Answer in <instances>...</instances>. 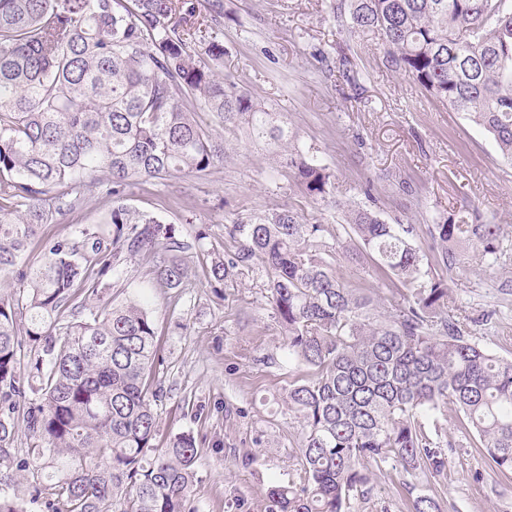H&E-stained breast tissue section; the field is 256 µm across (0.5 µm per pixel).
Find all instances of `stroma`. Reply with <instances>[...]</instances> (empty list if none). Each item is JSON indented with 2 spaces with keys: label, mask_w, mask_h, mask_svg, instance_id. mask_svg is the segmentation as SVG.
Listing matches in <instances>:
<instances>
[{
  "label": "stroma",
  "mask_w": 512,
  "mask_h": 512,
  "mask_svg": "<svg viewBox=\"0 0 512 512\" xmlns=\"http://www.w3.org/2000/svg\"><path fill=\"white\" fill-rule=\"evenodd\" d=\"M333 3L224 0L218 31L222 75L276 112L296 145L334 173L325 197L302 191L274 146L252 142L238 127L224 131V163L209 176L171 177L129 199L185 241L206 236V250L187 255L185 288L150 287L141 262L124 265L121 276L126 292L149 300L158 328L152 371L167 392L159 435L185 432L200 448L198 512H273L271 487L298 478L302 424L283 395L303 369L283 348L261 272L213 279L208 251L227 246L226 225L287 208L306 223L333 227L349 210L367 207L388 223L415 225L424 250L430 228L450 215L460 224L502 225L494 267L465 241L447 279L460 314L474 319L470 340L512 359V167L483 128L387 68L377 35L339 30ZM106 192L87 188L82 204L44 225L30 261L41 259L45 240L77 237L95 223ZM336 271L380 296L383 311L401 301L371 265L343 257ZM487 313L491 322L480 324ZM448 439L447 477L416 472L409 492L398 470L374 471L369 494L351 499L348 512H410L413 493L434 497L441 512H512V480L490 471L453 409Z\"/></svg>",
  "instance_id": "35a3bbf8"
}]
</instances>
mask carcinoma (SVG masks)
Returning <instances> with one entry per match:
<instances>
[{
    "mask_svg": "<svg viewBox=\"0 0 512 512\" xmlns=\"http://www.w3.org/2000/svg\"><path fill=\"white\" fill-rule=\"evenodd\" d=\"M336 26L382 37L386 65L418 83L495 141L512 166V3L509 0H336ZM184 0H0V274L18 291L0 295V512H28L44 491L48 512H193L196 439L156 443L166 396L151 370L157 328L148 302L112 298L122 264H150L152 284L184 288L189 243L131 191L177 174L224 164L222 127L243 124L255 140L281 141L275 113L216 73L224 45L176 21ZM282 163L312 196L333 173L296 146ZM111 185L102 223L76 239L45 243L41 262L25 254L42 225L79 202L80 186ZM349 257L368 255L407 288L403 303L375 313L371 292L340 277L322 257L327 224L291 209L232 224V247L211 266L217 281L260 266L288 357L307 366L286 399L299 414V481L276 486L277 512H347L369 494L370 469L408 475L447 471L448 426L456 407L473 448L512 479V360L468 338L448 283L454 244L468 240L497 260L499 224L429 231L432 254L412 224H388L368 209L348 213ZM23 424L26 447H14ZM50 481V487L44 481Z\"/></svg>",
    "mask_w": 512,
    "mask_h": 512,
    "instance_id": "1",
    "label": "carcinoma"
}]
</instances>
